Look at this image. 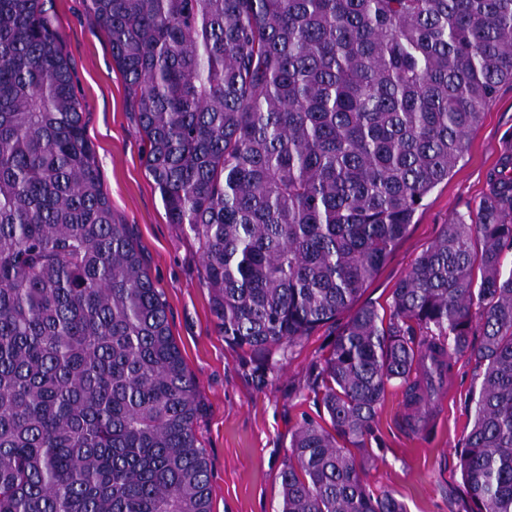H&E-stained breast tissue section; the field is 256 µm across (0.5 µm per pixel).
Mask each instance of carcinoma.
<instances>
[{"mask_svg":"<svg viewBox=\"0 0 512 512\" xmlns=\"http://www.w3.org/2000/svg\"><path fill=\"white\" fill-rule=\"evenodd\" d=\"M224 343L265 374L326 325L280 512H407L355 452L481 370L464 512H512V155L392 291L340 322L501 84L512 0H90ZM195 382L112 212L45 0H0V512H211Z\"/></svg>","mask_w":512,"mask_h":512,"instance_id":"cac0c4a2","label":"carcinoma"}]
</instances>
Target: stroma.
<instances>
[{
	"mask_svg": "<svg viewBox=\"0 0 512 512\" xmlns=\"http://www.w3.org/2000/svg\"><path fill=\"white\" fill-rule=\"evenodd\" d=\"M89 0H47V7L84 104L87 134L112 209L140 244L148 272L167 303L171 332L196 382L198 437L208 452L212 512H278L280 472L303 415H316L305 387L315 361L335 338L325 326L277 358L258 377L251 357L227 347L210 312L201 276V249L188 230L168 223L145 167L142 133L126 103L124 82ZM512 154V84H503L470 133L468 149L448 179L424 199L362 302L387 305L395 284L442 233L475 213L501 159ZM479 371L458 358L451 383L425 411V425L405 424V388L392 381L367 438L362 477L374 491L392 492L409 512H451L461 485L458 450L473 421L469 403Z\"/></svg>",
	"mask_w": 512,
	"mask_h": 512,
	"instance_id": "35a3bbf8",
	"label": "stroma"
}]
</instances>
